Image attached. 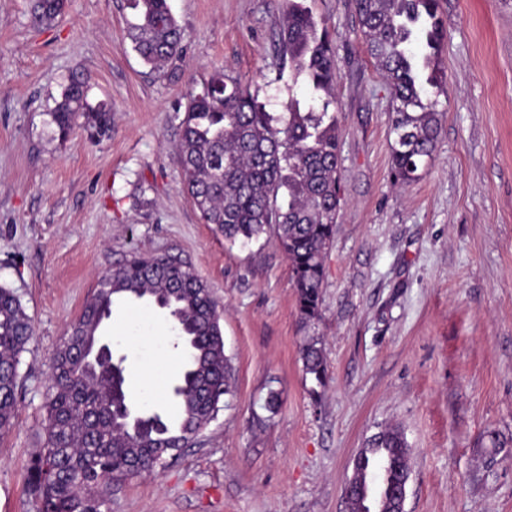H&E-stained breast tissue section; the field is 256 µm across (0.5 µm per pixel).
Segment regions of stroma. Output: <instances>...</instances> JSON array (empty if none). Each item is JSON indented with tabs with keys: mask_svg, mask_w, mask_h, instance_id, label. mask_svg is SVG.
<instances>
[{
	"mask_svg": "<svg viewBox=\"0 0 512 512\" xmlns=\"http://www.w3.org/2000/svg\"><path fill=\"white\" fill-rule=\"evenodd\" d=\"M335 48L341 209L320 315L301 323L274 234L248 247L203 223L176 152L189 87L226 71L268 111L302 96L275 52L285 0H170L186 55L159 76L126 38L128 0H66L36 29L29 0H0V285L33 326L12 428L0 432V512H37L30 466L45 444L50 361L99 278L169 253L219 302L235 383L192 446L113 486L109 512H345L352 460L388 425L411 449L405 512H512V0H440L447 29L431 164L394 182L390 96L353 0H306ZM112 106L110 137L54 136L68 77ZM114 305L102 334L126 372L156 376L172 412L183 353L154 359ZM320 339L329 378L312 398L300 351ZM280 406L268 412L269 392Z\"/></svg>",
	"mask_w": 512,
	"mask_h": 512,
	"instance_id": "1",
	"label": "stroma"
}]
</instances>
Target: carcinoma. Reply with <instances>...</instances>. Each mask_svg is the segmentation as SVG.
<instances>
[{
  "label": "carcinoma",
  "instance_id": "carcinoma-1",
  "mask_svg": "<svg viewBox=\"0 0 512 512\" xmlns=\"http://www.w3.org/2000/svg\"><path fill=\"white\" fill-rule=\"evenodd\" d=\"M31 2L36 28L51 25L65 8V0ZM129 2L135 11L127 27L132 50L155 73L175 72L183 55L182 31L169 0ZM355 11L390 94L394 176L408 185L432 161L442 131L443 113L433 96L443 90L439 0H355ZM275 48L307 95L291 97L284 112H268L238 78L217 72L201 91L186 93L179 159L184 188L201 219L225 241L247 245L274 232L290 263L298 315L310 322L319 316L323 258L341 204L335 52L327 28L304 0H288ZM88 90V75L69 76L49 112L58 137L69 136L79 122L92 138L111 131L112 108L91 105ZM147 297L170 313L185 364L173 388L176 418L144 401L136 412L155 426L140 429L112 416V360L90 368L84 354L98 344L115 300ZM31 337L21 300L0 286V431L13 426L20 358ZM301 359L313 383L310 393L317 396L328 378L324 349L310 339ZM231 380L219 303L187 263L171 255L142 256L103 275L53 353L45 445L29 472L39 512H106L108 488L130 477L133 464L141 474L165 467L210 423L231 392ZM409 455L396 427L374 434L357 453L359 485L375 492L378 512L393 507Z\"/></svg>",
  "mask_w": 512,
  "mask_h": 512
}]
</instances>
